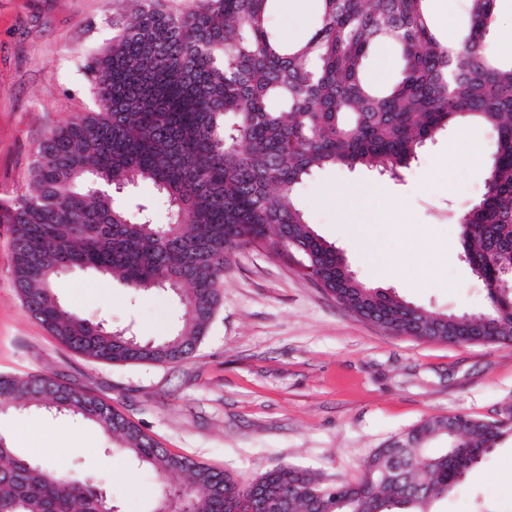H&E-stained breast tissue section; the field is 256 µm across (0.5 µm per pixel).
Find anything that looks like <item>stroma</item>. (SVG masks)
I'll list each match as a JSON object with an SVG mask.
<instances>
[{
    "instance_id": "stroma-1",
    "label": "stroma",
    "mask_w": 512,
    "mask_h": 512,
    "mask_svg": "<svg viewBox=\"0 0 512 512\" xmlns=\"http://www.w3.org/2000/svg\"><path fill=\"white\" fill-rule=\"evenodd\" d=\"M121 0H0V200L25 190L45 132L100 103L86 58L112 43ZM319 0H278L274 26L288 43L313 28ZM431 28L457 40L466 0H429ZM456 129L438 133L392 180L366 168L329 167L300 187L297 204L364 280L396 262L385 287L445 313L482 309L485 284L461 260L456 218L485 191V166L458 157ZM380 184L403 211L382 232L379 252L353 235L346 192ZM11 240L0 224V375L45 374L109 402L171 453L250 484L284 464L322 479H353L376 448L435 416L489 419L512 404V346L449 345L395 336L357 318L284 258L238 249L224 272L222 304L188 358L113 365L59 343L23 307L13 286ZM58 299L81 316L145 339L168 335L181 306L118 280L73 270L55 281ZM17 455L79 474L122 512H151L164 483L107 448L92 426L40 412L0 413ZM434 512H512V438L503 440L463 489Z\"/></svg>"
}]
</instances>
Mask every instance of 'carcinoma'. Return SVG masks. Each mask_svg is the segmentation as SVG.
I'll use <instances>...</instances> for the list:
<instances>
[{
  "instance_id": "obj_1",
  "label": "carcinoma",
  "mask_w": 512,
  "mask_h": 512,
  "mask_svg": "<svg viewBox=\"0 0 512 512\" xmlns=\"http://www.w3.org/2000/svg\"><path fill=\"white\" fill-rule=\"evenodd\" d=\"M112 45L85 69L101 103L51 128L36 149L28 189L0 203L11 268L29 314L69 349L113 364L190 356L223 297L224 269L258 241L298 253L303 274L350 312L374 315L398 336L448 344H512V56L490 52L497 0H470L465 34L442 42L428 0H319V20L286 44L271 27L276 0H125ZM392 42L399 72L385 87L363 77L373 46ZM462 122L491 135L486 192L458 216L462 256L488 288L486 308L461 319L398 298L351 274L296 203L305 177L366 166L395 177L433 135ZM151 182L169 222L116 198ZM73 269L119 278L135 292H169L182 307L169 335L143 340L66 309L56 278ZM0 403L95 425L112 451L160 477L152 512H250V490L288 512H431L507 436L512 406L493 419L428 418L376 449L337 492L307 468L281 465L244 486L160 447L97 396L44 375H0ZM435 438L446 442L428 451ZM76 474L16 455L0 437V512H113Z\"/></svg>"
}]
</instances>
